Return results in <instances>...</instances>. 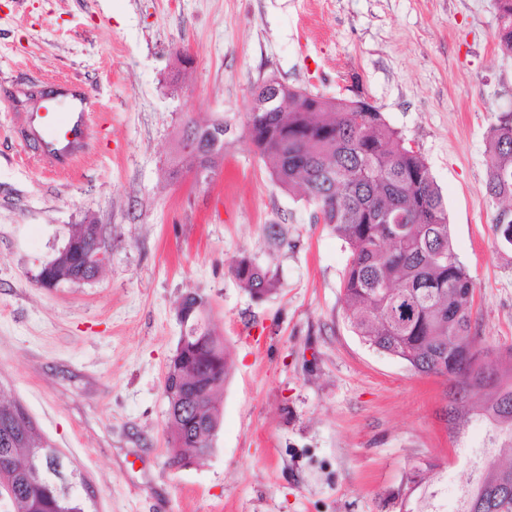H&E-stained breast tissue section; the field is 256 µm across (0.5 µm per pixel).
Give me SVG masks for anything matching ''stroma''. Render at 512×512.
Returning a JSON list of instances; mask_svg holds the SVG:
<instances>
[{
  "label": "stroma",
  "mask_w": 512,
  "mask_h": 512,
  "mask_svg": "<svg viewBox=\"0 0 512 512\" xmlns=\"http://www.w3.org/2000/svg\"><path fill=\"white\" fill-rule=\"evenodd\" d=\"M495 0H0V396L19 401L91 486L95 512H400L413 467L473 478L448 429V383L364 344L344 313L345 243L283 190L247 130L275 77L362 97L413 143L448 204L476 285V348L512 357V246L483 192L486 140L512 112V53ZM184 50L194 59L175 58ZM71 85L100 117L81 164L45 169L19 129L25 91ZM224 118L210 183L170 180L185 117ZM104 228L90 284L37 275L74 225ZM277 224L288 245L268 246ZM271 266L272 295L230 268ZM189 292L229 363L209 454L169 466L164 377Z\"/></svg>",
  "instance_id": "1"
}]
</instances>
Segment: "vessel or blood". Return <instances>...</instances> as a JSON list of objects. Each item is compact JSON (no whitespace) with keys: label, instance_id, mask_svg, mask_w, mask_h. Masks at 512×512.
Masks as SVG:
<instances>
[{"label":"vessel or blood","instance_id":"1","mask_svg":"<svg viewBox=\"0 0 512 512\" xmlns=\"http://www.w3.org/2000/svg\"><path fill=\"white\" fill-rule=\"evenodd\" d=\"M91 114L82 112H29L22 132L32 141L44 165L58 173L72 170L90 135Z\"/></svg>","mask_w":512,"mask_h":512}]
</instances>
